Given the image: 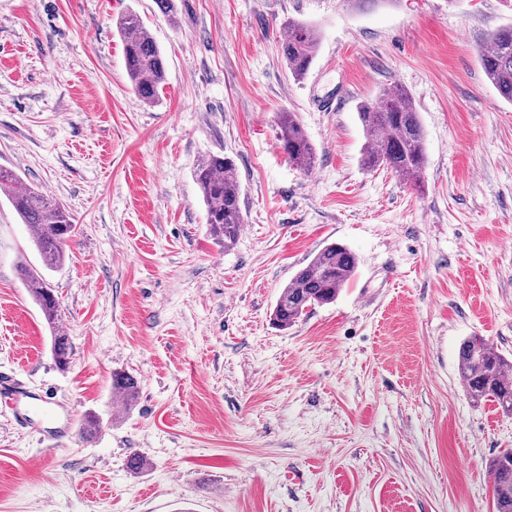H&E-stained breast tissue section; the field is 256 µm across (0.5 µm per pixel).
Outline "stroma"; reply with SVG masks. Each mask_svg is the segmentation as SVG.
Returning <instances> with one entry per match:
<instances>
[{
  "mask_svg": "<svg viewBox=\"0 0 512 512\" xmlns=\"http://www.w3.org/2000/svg\"><path fill=\"white\" fill-rule=\"evenodd\" d=\"M0 0V167L71 214L45 270L0 194V372L95 414L47 448L0 399V512H494L489 462L512 415L474 403L459 350L512 359V103L478 54L512 0ZM137 13L167 62L159 101L128 79L117 19ZM321 31L295 80L288 20ZM401 86L419 115L422 189L362 163L358 106ZM297 115L316 154L277 139ZM231 158L245 222L212 235L193 179ZM358 260L335 302L271 313L322 248ZM44 272L73 359L17 273ZM134 405L114 406L113 371ZM144 465L131 470V455ZM278 140L288 160L296 168L307 171L314 163L312 147L299 120L292 112H282Z\"/></svg>",
  "mask_w": 512,
  "mask_h": 512,
  "instance_id": "1",
  "label": "stroma"
}]
</instances>
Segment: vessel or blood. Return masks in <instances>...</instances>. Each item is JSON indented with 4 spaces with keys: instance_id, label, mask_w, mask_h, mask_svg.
<instances>
[{
    "instance_id": "b4317fda",
    "label": "vessel or blood",
    "mask_w": 512,
    "mask_h": 512,
    "mask_svg": "<svg viewBox=\"0 0 512 512\" xmlns=\"http://www.w3.org/2000/svg\"><path fill=\"white\" fill-rule=\"evenodd\" d=\"M0 396L13 401L14 419L18 427L40 431L42 439L46 441H55L71 433L73 418L69 406L48 392H31L16 375L0 373ZM46 406L52 408L55 424L44 430L35 415Z\"/></svg>"
}]
</instances>
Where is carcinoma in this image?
Segmentation results:
<instances>
[{
  "label": "carcinoma",
  "instance_id": "carcinoma-1",
  "mask_svg": "<svg viewBox=\"0 0 512 512\" xmlns=\"http://www.w3.org/2000/svg\"><path fill=\"white\" fill-rule=\"evenodd\" d=\"M116 26L123 40L125 68L132 88L143 103L151 105L158 100L165 82L164 56L135 13L122 15ZM286 27L288 34L280 43L281 56L292 77L300 80L315 61L320 34L302 21L290 20ZM480 60L499 96L512 102V25L489 35L480 51ZM358 117L368 141L364 165L369 169L383 167L419 183L426 168L425 135L408 94L397 86L388 88L377 102L361 104ZM279 128L278 140L288 160L302 171L309 170L314 155L299 120L293 113L283 112ZM193 178L206 206L207 224L224 240V245L232 244L244 223L235 164L229 158L213 155L197 164ZM0 192L6 195L22 223L30 227L44 265L58 267L64 259L63 246L75 235L76 225L69 212L3 168ZM356 268L357 258L346 246L333 243L321 249L282 289L273 310L274 323L286 329L309 307L334 302ZM21 274L54 332V362L65 370L71 364L73 347L70 337L59 328V304L53 289L37 272L24 268ZM459 370L473 400L495 402L503 412L512 414V363L485 340L474 337L463 343ZM112 387L133 398L137 381L127 373L116 372L112 374ZM489 473L496 512H512V449H505L492 459Z\"/></svg>",
  "mask_w": 512,
  "mask_h": 512
}]
</instances>
